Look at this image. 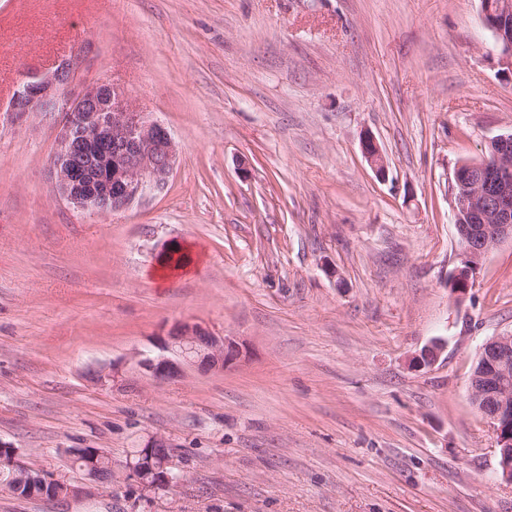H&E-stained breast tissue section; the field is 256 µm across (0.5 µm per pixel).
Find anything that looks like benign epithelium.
Listing matches in <instances>:
<instances>
[{
  "label": "benign epithelium",
  "instance_id": "benign-epithelium-1",
  "mask_svg": "<svg viewBox=\"0 0 512 512\" xmlns=\"http://www.w3.org/2000/svg\"><path fill=\"white\" fill-rule=\"evenodd\" d=\"M485 26L502 50V63L512 70V0H481ZM78 57L71 56L50 72H29L14 91L6 112L19 121L32 112L58 116L57 146L49 171L57 195L77 210L110 214L129 207L148 190H161L173 174L177 146L167 128L146 112L132 107L120 88L103 81L77 84ZM492 159L462 162L453 171L450 205L460 249V265L451 282L462 287L453 292L462 297L472 287L480 261L506 239H512V134L501 135ZM362 153L381 178L386 160L375 139L367 135ZM162 348L173 357L146 358L141 365L153 378L176 377L182 366L220 371L239 356L237 344L216 336L199 323H178ZM443 344L435 341L411 360L415 368L436 363ZM481 365L470 377L472 404L494 426L497 437L498 479L512 484V333L494 336L480 348ZM11 487L29 486L33 496L77 497L112 480L102 454L85 468L87 484L70 485L23 463L17 449H9ZM148 461L131 463L129 478L141 490L152 492L178 481L177 465L165 440L155 438L146 447Z\"/></svg>",
  "mask_w": 512,
  "mask_h": 512
}]
</instances>
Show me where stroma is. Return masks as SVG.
Here are the masks:
<instances>
[{"label": "stroma", "instance_id": "obj_1", "mask_svg": "<svg viewBox=\"0 0 512 512\" xmlns=\"http://www.w3.org/2000/svg\"><path fill=\"white\" fill-rule=\"evenodd\" d=\"M74 54L179 149L111 214L59 200L55 115L5 112ZM510 133L480 0H0V445L74 485L73 449L112 460L66 500L0 478V512H512L469 390L512 332V239L448 286L453 170ZM175 247L190 269L160 284ZM180 322L240 359L155 381L141 361ZM155 437L183 478L147 494L126 473ZM362 153L372 170L381 178L387 172L386 160L383 152L371 135H366L362 141Z\"/></svg>", "mask_w": 512, "mask_h": 512}]
</instances>
